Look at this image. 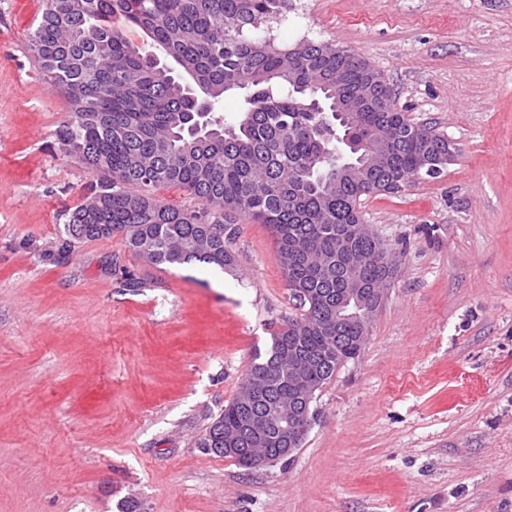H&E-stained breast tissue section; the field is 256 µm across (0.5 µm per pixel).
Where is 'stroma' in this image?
Returning a JSON list of instances; mask_svg holds the SVG:
<instances>
[{
	"mask_svg": "<svg viewBox=\"0 0 512 512\" xmlns=\"http://www.w3.org/2000/svg\"><path fill=\"white\" fill-rule=\"evenodd\" d=\"M40 15L0 0V512H512V0H288L271 21L366 59L456 157L362 198L396 276L300 448L253 469L196 441L294 311L274 238L239 221L235 277L119 234L60 258L97 177L57 139Z\"/></svg>",
	"mask_w": 512,
	"mask_h": 512,
	"instance_id": "obj_1",
	"label": "stroma"
}]
</instances>
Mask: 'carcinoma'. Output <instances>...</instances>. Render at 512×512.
<instances>
[{
	"instance_id": "1",
	"label": "carcinoma",
	"mask_w": 512,
	"mask_h": 512,
	"mask_svg": "<svg viewBox=\"0 0 512 512\" xmlns=\"http://www.w3.org/2000/svg\"><path fill=\"white\" fill-rule=\"evenodd\" d=\"M288 0H43L30 49L45 80L70 103L57 130L66 153L99 176L91 200L64 225L58 252L74 242L123 234L127 247L150 264H204L225 270L237 264L235 219L269 226L291 297L299 313L274 334L246 374L275 372L269 396L295 394L280 357L298 345L321 358L307 379L324 385L337 368L358 357L363 341L353 321L339 330L320 324L347 287L336 262L344 240L362 265L367 288H385L395 270L379 255L382 240L362 228L360 199L396 194L423 173L424 148L448 151V137L417 124L397 107L382 76L353 53L302 39L280 46L260 33ZM142 30L152 47L176 67L154 73L149 58L112 19ZM341 70L338 93L314 88L317 75ZM244 90L238 119L224 121L225 94ZM365 98L345 121L334 112H312L311 100ZM395 141L374 168L356 166L336 184V161L327 148L336 137L364 146L384 132ZM186 189L199 210L159 202L148 190ZM136 186L140 193L128 190ZM250 409L234 399L206 427L199 448L222 456L224 433L239 429Z\"/></svg>"
}]
</instances>
